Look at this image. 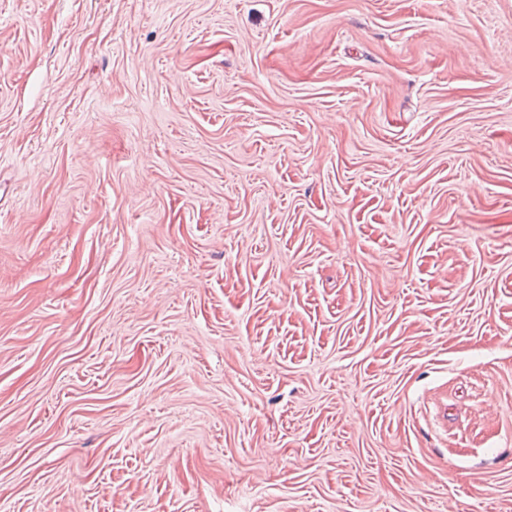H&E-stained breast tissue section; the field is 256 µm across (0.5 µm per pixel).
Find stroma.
Masks as SVG:
<instances>
[{"label":"stroma","mask_w":512,"mask_h":512,"mask_svg":"<svg viewBox=\"0 0 512 512\" xmlns=\"http://www.w3.org/2000/svg\"><path fill=\"white\" fill-rule=\"evenodd\" d=\"M0 512H512V0H0Z\"/></svg>","instance_id":"35a3bbf8"}]
</instances>
